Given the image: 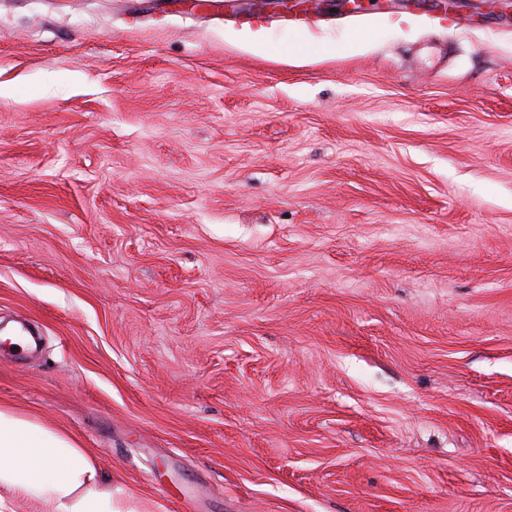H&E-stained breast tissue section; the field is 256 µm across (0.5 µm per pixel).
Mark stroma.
I'll return each mask as SVG.
<instances>
[{
	"label": "stroma",
	"mask_w": 512,
	"mask_h": 512,
	"mask_svg": "<svg viewBox=\"0 0 512 512\" xmlns=\"http://www.w3.org/2000/svg\"><path fill=\"white\" fill-rule=\"evenodd\" d=\"M440 11L0 0V403L139 512H512V14Z\"/></svg>",
	"instance_id": "1"
}]
</instances>
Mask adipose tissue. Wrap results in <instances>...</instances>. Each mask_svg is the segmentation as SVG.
<instances>
[{
    "label": "adipose tissue",
    "mask_w": 512,
    "mask_h": 512,
    "mask_svg": "<svg viewBox=\"0 0 512 512\" xmlns=\"http://www.w3.org/2000/svg\"><path fill=\"white\" fill-rule=\"evenodd\" d=\"M9 499L31 512H134L72 436L0 405V505Z\"/></svg>",
    "instance_id": "adipose-tissue-1"
}]
</instances>
